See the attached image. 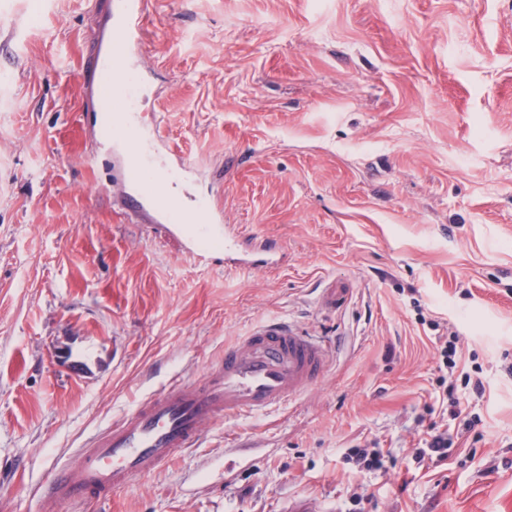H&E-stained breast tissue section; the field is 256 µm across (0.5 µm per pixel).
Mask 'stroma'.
<instances>
[{"instance_id":"35a3bbf8","label":"stroma","mask_w":512,"mask_h":512,"mask_svg":"<svg viewBox=\"0 0 512 512\" xmlns=\"http://www.w3.org/2000/svg\"><path fill=\"white\" fill-rule=\"evenodd\" d=\"M111 5L0 0V512H42L54 467L269 316L326 337L321 385L56 512H512V0H150L141 121L191 167L179 192L287 253L240 274L87 164ZM452 337L486 385L466 431L439 410ZM430 425L453 444L420 468Z\"/></svg>"}]
</instances>
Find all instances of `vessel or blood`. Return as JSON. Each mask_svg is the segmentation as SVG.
Instances as JSON below:
<instances>
[{
  "instance_id": "vessel-or-blood-1",
  "label": "vessel or blood",
  "mask_w": 512,
  "mask_h": 512,
  "mask_svg": "<svg viewBox=\"0 0 512 512\" xmlns=\"http://www.w3.org/2000/svg\"><path fill=\"white\" fill-rule=\"evenodd\" d=\"M147 0H114L107 48L98 56V79L91 104L97 132L120 148L121 193L133 213H144L179 237L190 254L223 260L230 271L275 267L279 246L266 241L260 251L242 249L233 225L207 197L186 201L174 190L184 168L138 122L140 87L128 67L145 38ZM330 363L326 345L288 323H257L241 339L225 344L224 364L195 386L171 385L129 412L111 431L92 439L76 466L53 470L44 483V512L66 500L106 495L130 485L198 446L217 415L256 416L316 387Z\"/></svg>"
}]
</instances>
